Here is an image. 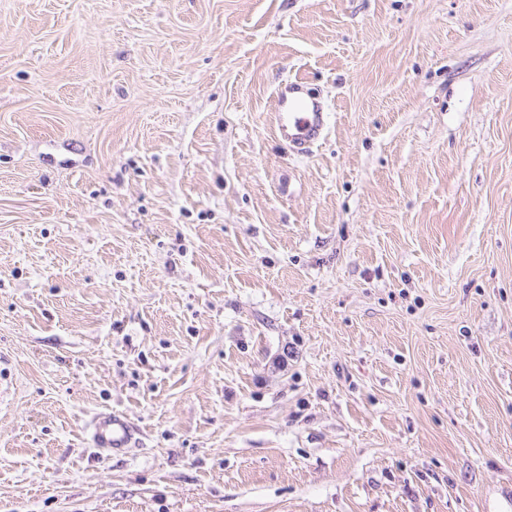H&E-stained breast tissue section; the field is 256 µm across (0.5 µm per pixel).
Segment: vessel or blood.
<instances>
[{"label":"vessel or blood","instance_id":"1","mask_svg":"<svg viewBox=\"0 0 512 512\" xmlns=\"http://www.w3.org/2000/svg\"><path fill=\"white\" fill-rule=\"evenodd\" d=\"M274 129L289 149L308 152L326 130L325 112L321 103L306 96L301 82L290 80L278 86ZM88 442L106 454L129 452L136 447V430L123 413L104 410L96 413L87 428Z\"/></svg>","mask_w":512,"mask_h":512}]
</instances>
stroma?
Returning <instances> with one entry per match:
<instances>
[{
  "label": "stroma",
  "mask_w": 512,
  "mask_h": 512,
  "mask_svg": "<svg viewBox=\"0 0 512 512\" xmlns=\"http://www.w3.org/2000/svg\"><path fill=\"white\" fill-rule=\"evenodd\" d=\"M0 372V512H512V0H0ZM307 92L301 82L290 80L278 86L274 129L288 148L298 154L308 152L326 130L321 103ZM87 433L91 448L111 456L128 453L137 445L132 423L126 415L112 409L96 413L89 421Z\"/></svg>",
  "instance_id": "obj_1"
}]
</instances>
